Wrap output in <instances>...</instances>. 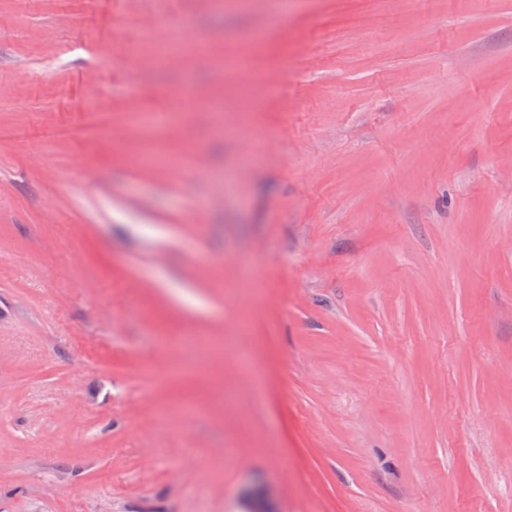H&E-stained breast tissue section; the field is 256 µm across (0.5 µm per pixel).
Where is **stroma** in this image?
Listing matches in <instances>:
<instances>
[{"instance_id": "35a3bbf8", "label": "stroma", "mask_w": 512, "mask_h": 512, "mask_svg": "<svg viewBox=\"0 0 512 512\" xmlns=\"http://www.w3.org/2000/svg\"><path fill=\"white\" fill-rule=\"evenodd\" d=\"M278 3L0 0V512H512V0Z\"/></svg>"}]
</instances>
